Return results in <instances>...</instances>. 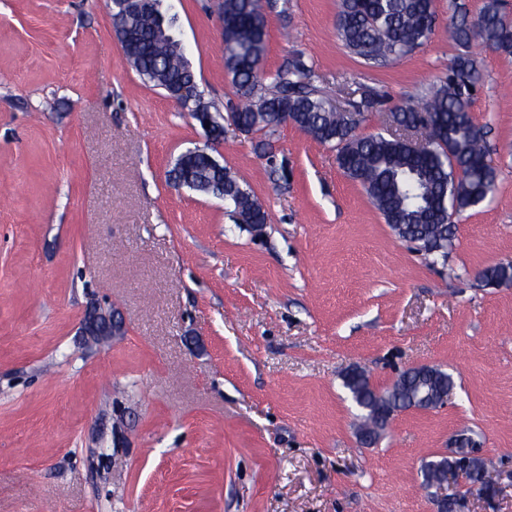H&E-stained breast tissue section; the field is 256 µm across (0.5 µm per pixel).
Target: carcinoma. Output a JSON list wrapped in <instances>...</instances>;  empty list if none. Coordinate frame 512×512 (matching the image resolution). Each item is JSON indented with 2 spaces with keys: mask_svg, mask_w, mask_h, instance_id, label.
<instances>
[{
  "mask_svg": "<svg viewBox=\"0 0 512 512\" xmlns=\"http://www.w3.org/2000/svg\"><path fill=\"white\" fill-rule=\"evenodd\" d=\"M161 7L133 19L136 37L122 47L133 60L141 79L170 93L194 77L189 59L172 39L170 20H161ZM436 19L434 0H340L336 26L346 48L371 66L384 65L407 55L432 33ZM453 39L468 48L475 39L492 51L512 54V17L502 0H484L476 21L467 12L453 18ZM266 52L265 19L260 0H224V66L240 92L241 104L233 110L249 132H275L277 112L294 113L298 126L315 141L337 149V162L347 177L359 182L372 204L397 237L413 243L435 260L448 254L451 229L448 216L483 202L495 187V171L485 163L486 132L471 117L473 90L481 80L475 60L460 54L448 76L419 102L396 112L398 122L424 131V145L412 151L390 134L360 136L342 113L313 84L312 67L300 60L289 62L271 76L272 89L264 87L261 64ZM169 175L195 192L208 186L224 192V201L236 217L255 224L268 223V213L253 193L227 168L212 170L202 156L179 155ZM489 286L512 283V265L484 270ZM356 405L365 411L362 427L378 428L397 401L412 405L411 394L427 384L437 396L454 388L444 371L414 373L403 381L401 399L391 392L377 393L365 372L344 375ZM455 460L435 456L425 461L422 476L440 481Z\"/></svg>",
  "mask_w": 512,
  "mask_h": 512,
  "instance_id": "carcinoma-1",
  "label": "carcinoma"
}]
</instances>
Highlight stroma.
I'll use <instances>...</instances> for the list:
<instances>
[{
    "label": "stroma",
    "instance_id": "stroma-1",
    "mask_svg": "<svg viewBox=\"0 0 512 512\" xmlns=\"http://www.w3.org/2000/svg\"><path fill=\"white\" fill-rule=\"evenodd\" d=\"M205 101L240 97L215 0H164ZM456 0L430 39L372 67L338 36L339 0H262L271 75L301 60L356 131L435 85L460 48ZM471 108L496 186L453 217L446 264L400 241L334 147L299 127L203 128L145 84L109 0H0V512H434L424 460L457 434L512 470V55L471 45ZM213 156L269 214L261 230L170 181ZM124 318L89 341L90 303ZM429 364L446 407L396 415L361 445L353 366L377 392Z\"/></svg>",
    "mask_w": 512,
    "mask_h": 512
}]
</instances>
